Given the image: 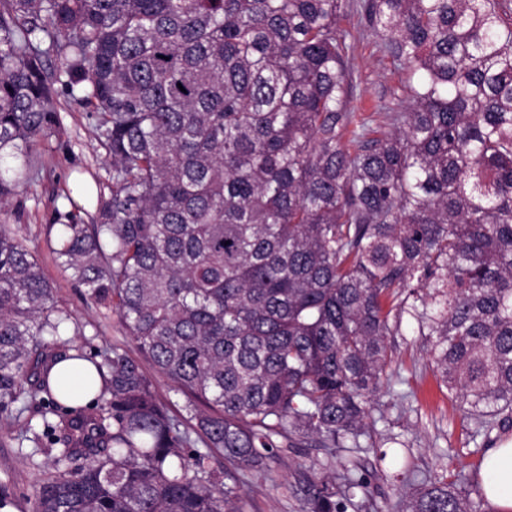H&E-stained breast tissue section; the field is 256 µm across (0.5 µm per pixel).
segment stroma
I'll use <instances>...</instances> for the list:
<instances>
[{
	"instance_id": "35a3bbf8",
	"label": "stroma",
	"mask_w": 512,
	"mask_h": 512,
	"mask_svg": "<svg viewBox=\"0 0 512 512\" xmlns=\"http://www.w3.org/2000/svg\"><path fill=\"white\" fill-rule=\"evenodd\" d=\"M340 26L350 32L347 65L354 85L351 110L363 119L393 107L404 110L409 101L410 74L385 52L369 25L359 0H347ZM64 127L49 141V149L31 156L36 181L17 196L0 203V224L17 229L38 257L60 307L72 316L61 341L66 348L111 350L120 344L135 352L131 337L121 335L116 318L86 301L82 288L58 265L46 227L58 214L71 211L89 220L94 212L95 176H106L109 165L86 116L68 96L58 98ZM397 362L390 389L372 403L371 418L380 438L374 447L353 452L368 478L372 496L361 512H399L401 493L415 492L422 483L445 477L459 480L477 512H498L481 492L482 456L470 440L475 422L464 421L440 379L419 336L417 325L404 320L390 337ZM330 457L326 448L305 446L280 449L265 472L247 476L240 488L245 512H302L309 480L323 476ZM52 457L29 458L14 443L0 442V493L24 506L35 471H49Z\"/></svg>"
}]
</instances>
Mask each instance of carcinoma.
Masks as SVG:
<instances>
[{
	"label": "carcinoma",
	"mask_w": 512,
	"mask_h": 512,
	"mask_svg": "<svg viewBox=\"0 0 512 512\" xmlns=\"http://www.w3.org/2000/svg\"><path fill=\"white\" fill-rule=\"evenodd\" d=\"M343 2L0 0V201L62 130L64 90L110 171L92 223L68 212L47 234L137 344L76 350L97 367L98 410L59 411L47 375L71 315L0 225V415L59 417L29 438L35 454L62 445L33 512H244L240 484L279 449L372 438L406 318L474 436L512 423L505 0H363L416 83L405 111L353 131ZM335 463L303 512L370 497L353 460ZM404 512L473 510L446 482ZM155 380V391L159 400L165 403L172 413L179 414L184 405L183 396L170 383L158 377H155Z\"/></svg>",
	"instance_id": "cac0c4a2"
}]
</instances>
